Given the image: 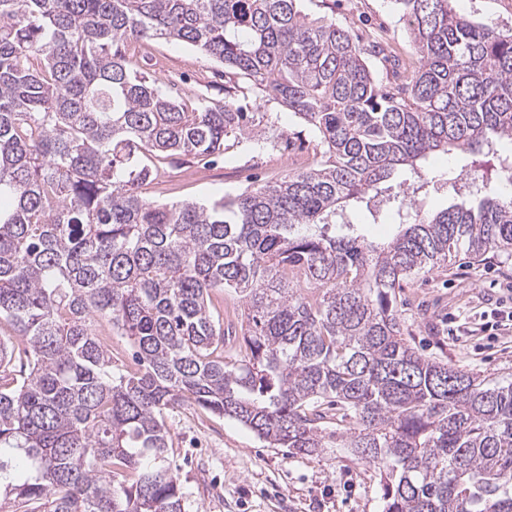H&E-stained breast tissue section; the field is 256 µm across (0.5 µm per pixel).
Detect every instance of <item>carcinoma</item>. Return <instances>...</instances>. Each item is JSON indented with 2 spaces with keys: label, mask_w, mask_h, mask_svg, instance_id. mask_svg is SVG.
I'll return each mask as SVG.
<instances>
[{
  "label": "carcinoma",
  "mask_w": 512,
  "mask_h": 512,
  "mask_svg": "<svg viewBox=\"0 0 512 512\" xmlns=\"http://www.w3.org/2000/svg\"><path fill=\"white\" fill-rule=\"evenodd\" d=\"M303 0H0V482L10 512H187L164 411L192 402L268 448H343L377 469L383 512H512V382L407 343L396 288L464 251L512 257V192L422 210L435 154L512 174V28L453 0H392L419 65L379 80L366 47ZM176 41L228 69L188 109L126 55ZM260 93L317 138L320 161L226 201L155 204L144 155L205 158L255 133ZM398 232L355 226L382 185ZM244 302L235 362L213 297ZM131 337L112 370L92 316ZM117 466L139 470L112 482Z\"/></svg>",
  "instance_id": "1"
}]
</instances>
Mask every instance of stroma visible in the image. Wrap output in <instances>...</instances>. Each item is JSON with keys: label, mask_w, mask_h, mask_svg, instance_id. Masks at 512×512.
I'll list each match as a JSON object with an SVG mask.
<instances>
[{"label": "stroma", "mask_w": 512, "mask_h": 512, "mask_svg": "<svg viewBox=\"0 0 512 512\" xmlns=\"http://www.w3.org/2000/svg\"><path fill=\"white\" fill-rule=\"evenodd\" d=\"M305 10L328 16L360 43L381 44L405 59L413 49L409 32L391 0H304ZM136 62L187 106L199 97L224 98V66L190 46L150 40ZM249 111L260 113L270 136L285 145L228 138L223 157L204 163L179 155L151 159L159 180L138 191L148 201L214 202L283 177L282 153L313 157L308 128L287 109L259 98ZM471 156L437 155L426 164L431 183L419 198L425 209L455 203L450 181L471 169ZM405 336L421 354L496 383L512 381V258L493 254L481 260L458 253L447 265L404 282L397 297ZM167 460L186 493L189 512H382V491L374 467L342 451L304 456L266 447L231 419L183 403L165 412Z\"/></svg>", "instance_id": "obj_1"}]
</instances>
